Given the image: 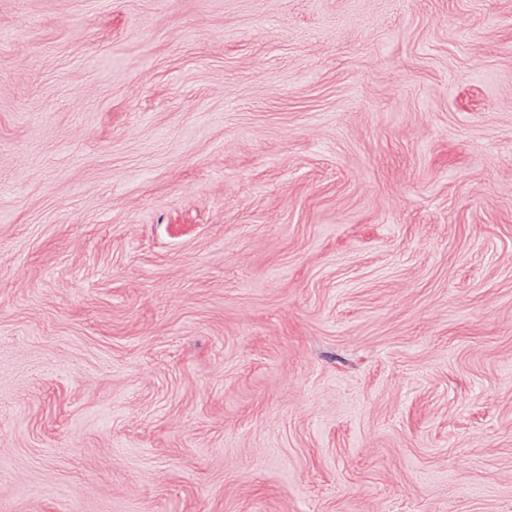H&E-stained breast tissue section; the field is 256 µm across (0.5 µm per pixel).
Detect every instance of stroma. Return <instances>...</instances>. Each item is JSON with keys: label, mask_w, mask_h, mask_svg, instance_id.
<instances>
[{"label": "stroma", "mask_w": 512, "mask_h": 512, "mask_svg": "<svg viewBox=\"0 0 512 512\" xmlns=\"http://www.w3.org/2000/svg\"><path fill=\"white\" fill-rule=\"evenodd\" d=\"M0 512H512V0H0Z\"/></svg>", "instance_id": "35a3bbf8"}]
</instances>
